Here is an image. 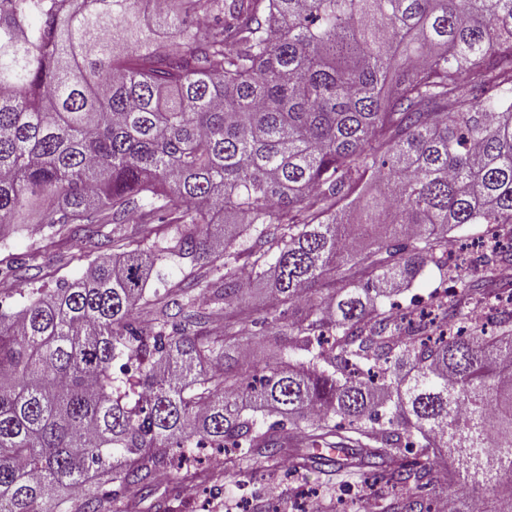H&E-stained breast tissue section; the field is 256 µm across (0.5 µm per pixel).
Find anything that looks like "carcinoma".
<instances>
[{"instance_id":"carcinoma-1","label":"carcinoma","mask_w":512,"mask_h":512,"mask_svg":"<svg viewBox=\"0 0 512 512\" xmlns=\"http://www.w3.org/2000/svg\"><path fill=\"white\" fill-rule=\"evenodd\" d=\"M176 2L0 0V232L102 256L0 274V512H112L192 448L224 453L205 481L258 456L343 492L371 470L369 512H431L428 486L512 512V244L428 311L391 300L452 228L512 224V0ZM254 280L288 329L256 368Z\"/></svg>"}]
</instances>
